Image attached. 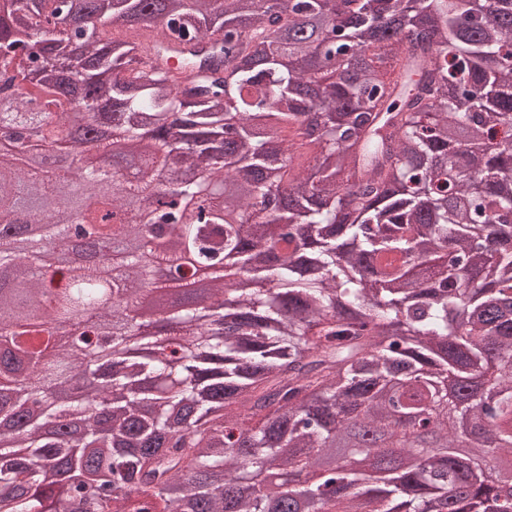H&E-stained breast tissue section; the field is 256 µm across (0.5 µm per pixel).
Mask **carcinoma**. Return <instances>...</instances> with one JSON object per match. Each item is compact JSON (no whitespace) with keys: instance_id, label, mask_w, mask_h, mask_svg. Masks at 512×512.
I'll list each match as a JSON object with an SVG mask.
<instances>
[{"instance_id":"obj_1","label":"carcinoma","mask_w":512,"mask_h":512,"mask_svg":"<svg viewBox=\"0 0 512 512\" xmlns=\"http://www.w3.org/2000/svg\"><path fill=\"white\" fill-rule=\"evenodd\" d=\"M166 22L159 46L197 78L175 88L144 69L143 45L114 37ZM0 111L16 125L37 108L46 150L80 138L81 112L113 141L151 139L144 171L112 205L194 197L223 181L221 161L253 178L195 220L162 209L151 224L105 225L88 259L49 268L73 224L53 213L72 185L96 191L117 175L93 167H0V289L17 281L16 313L0 315V512H73L85 483L112 474L94 512H512V477L484 471L512 456V0H3ZM39 200L24 236L6 218ZM189 232L191 268L153 240ZM136 288L99 314L123 333L103 387L59 402L97 364L54 342L50 316L17 332L40 295L74 311L97 288L98 262L126 243ZM239 267L186 313L162 311L159 335L137 319L158 273ZM224 299V318H210ZM437 413L440 448L415 447L411 421ZM396 440L397 462L358 448L369 471H313L336 450V415ZM469 456L459 458L458 445ZM336 486L330 503L325 487Z\"/></svg>"}]
</instances>
